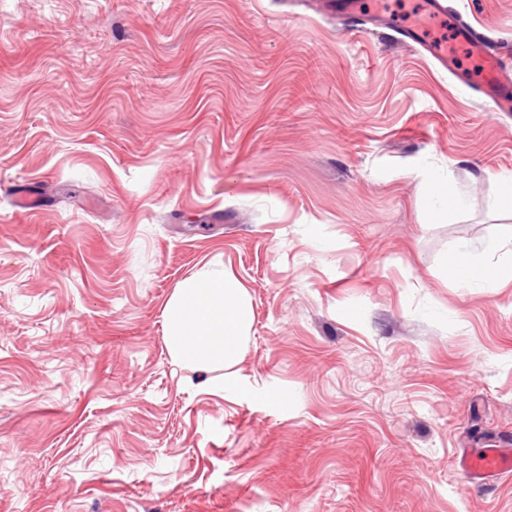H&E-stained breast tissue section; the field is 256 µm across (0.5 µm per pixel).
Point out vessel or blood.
Instances as JSON below:
<instances>
[{"mask_svg": "<svg viewBox=\"0 0 512 512\" xmlns=\"http://www.w3.org/2000/svg\"><path fill=\"white\" fill-rule=\"evenodd\" d=\"M313 12L335 13L348 23L352 34L365 33L369 25L379 24L395 30L401 41L428 57L440 69H447L452 53L437 46L427 29L410 28L397 24L390 13L382 10H364L362 0H304ZM458 51L476 60L480 74L474 79H464L472 99L479 101L489 112H512V56L496 52L490 37L469 22L458 25ZM458 468L465 479L480 487L488 480L512 476V448H481L462 451Z\"/></svg>", "mask_w": 512, "mask_h": 512, "instance_id": "vessel-or-blood-1", "label": "vessel or blood"}]
</instances>
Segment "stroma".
Returning <instances> with one entry per match:
<instances>
[{
  "instance_id": "1",
  "label": "stroma",
  "mask_w": 512,
  "mask_h": 512,
  "mask_svg": "<svg viewBox=\"0 0 512 512\" xmlns=\"http://www.w3.org/2000/svg\"><path fill=\"white\" fill-rule=\"evenodd\" d=\"M447 2L512 43V0ZM430 175L467 200L438 224ZM509 175L512 116L392 30L0 0V512H512L454 464L512 437V282L437 273L512 234ZM220 271L254 311L227 382L164 318Z\"/></svg>"
}]
</instances>
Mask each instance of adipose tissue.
<instances>
[{
	"label": "adipose tissue",
	"mask_w": 512,
	"mask_h": 512,
	"mask_svg": "<svg viewBox=\"0 0 512 512\" xmlns=\"http://www.w3.org/2000/svg\"><path fill=\"white\" fill-rule=\"evenodd\" d=\"M431 207L427 219L439 222L447 213L464 209L465 200L447 179H425ZM504 240L481 246L458 245L444 264V278L464 285L500 288L512 282V262L490 266L488 255L502 251ZM167 346L178 360L199 369L232 370L254 320L253 307L232 277L217 273L185 282L169 299L165 311Z\"/></svg>",
	"instance_id": "ef3b65f1"
}]
</instances>
